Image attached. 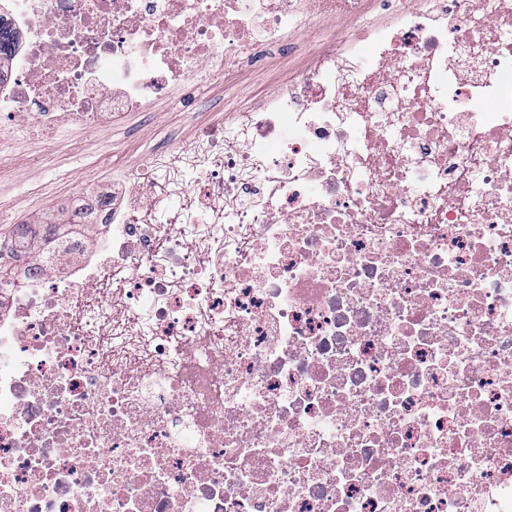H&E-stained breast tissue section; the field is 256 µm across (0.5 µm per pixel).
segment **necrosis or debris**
I'll use <instances>...</instances> for the list:
<instances>
[{"label":"necrosis or debris","mask_w":512,"mask_h":512,"mask_svg":"<svg viewBox=\"0 0 512 512\" xmlns=\"http://www.w3.org/2000/svg\"><path fill=\"white\" fill-rule=\"evenodd\" d=\"M377 2L0 0L50 129L298 60L0 242V512H512V0ZM354 28L355 26L351 24V22L344 19L327 20L314 16L309 23L308 31H300L296 38L304 39L306 36L319 31L336 36V38H343L347 35L353 34Z\"/></svg>","instance_id":"4bbe7bcc"}]
</instances>
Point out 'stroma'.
Returning a JSON list of instances; mask_svg holds the SVG:
<instances>
[{"label":"stroma","instance_id":"stroma-1","mask_svg":"<svg viewBox=\"0 0 512 512\" xmlns=\"http://www.w3.org/2000/svg\"><path fill=\"white\" fill-rule=\"evenodd\" d=\"M285 77L279 69L248 73L228 85L196 87L193 98L176 94L147 111L92 128L74 124L56 133L34 128L0 153V235L19 224L59 218V205L73 195L95 196L114 171L152 163L160 144L188 141L201 124L245 111Z\"/></svg>","mask_w":512,"mask_h":512}]
</instances>
